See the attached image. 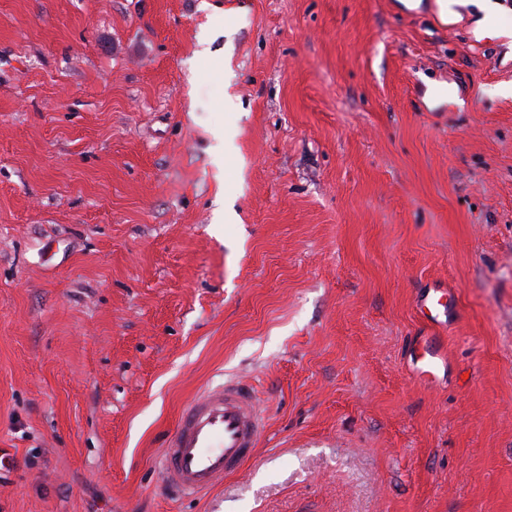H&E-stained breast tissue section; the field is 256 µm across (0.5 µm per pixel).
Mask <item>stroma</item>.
I'll return each mask as SVG.
<instances>
[{
  "label": "stroma",
  "instance_id": "obj_1",
  "mask_svg": "<svg viewBox=\"0 0 512 512\" xmlns=\"http://www.w3.org/2000/svg\"><path fill=\"white\" fill-rule=\"evenodd\" d=\"M456 11L0 0V512H512V39ZM230 378L260 447L167 495ZM440 296L436 300V314L433 315L431 313V320L436 322H440L438 320L440 315L447 317L448 323L455 321L459 316V306L456 300V291L451 288H443L442 290H438ZM409 357V365L419 377L433 376L441 366L447 364L442 351L428 341L419 344ZM267 428L254 387L245 381L206 389L181 412L158 457L163 484L179 497H198L236 472Z\"/></svg>",
  "mask_w": 512,
  "mask_h": 512
}]
</instances>
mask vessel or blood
<instances>
[{
	"label": "vessel or blood",
	"mask_w": 512,
	"mask_h": 512,
	"mask_svg": "<svg viewBox=\"0 0 512 512\" xmlns=\"http://www.w3.org/2000/svg\"><path fill=\"white\" fill-rule=\"evenodd\" d=\"M446 359L431 342L419 344L409 358L420 377L434 375ZM267 428L254 387L245 381L206 389L181 412L158 457L163 483L179 497H197L250 459Z\"/></svg>",
	"instance_id": "1"
}]
</instances>
